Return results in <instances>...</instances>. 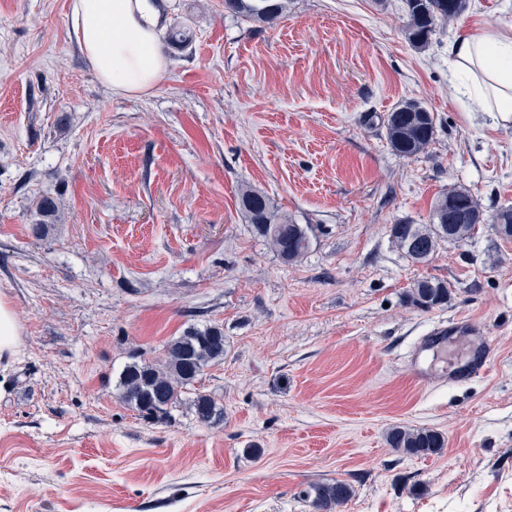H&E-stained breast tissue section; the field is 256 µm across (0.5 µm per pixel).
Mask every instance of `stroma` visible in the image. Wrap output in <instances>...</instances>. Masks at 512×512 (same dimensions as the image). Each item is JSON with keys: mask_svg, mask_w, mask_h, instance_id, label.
Segmentation results:
<instances>
[{"mask_svg": "<svg viewBox=\"0 0 512 512\" xmlns=\"http://www.w3.org/2000/svg\"><path fill=\"white\" fill-rule=\"evenodd\" d=\"M70 5L0 0V300L22 328L0 358V512H312L302 491L336 480L341 512H512V240L494 229L512 122L452 92L447 51L512 25V0H467L421 50L403 0H288L271 23L163 0L168 70L140 96L96 77ZM408 100L435 116L411 158L384 128ZM244 184L310 226L295 264L247 226ZM454 189L483 224L412 262L391 226L426 223ZM423 278L447 304L408 303ZM461 317L494 346L487 374L411 383L414 342ZM210 325L224 358L196 388L223 422L200 423L188 393L159 420L118 399L128 362ZM396 425L446 445L403 456Z\"/></svg>", "mask_w": 512, "mask_h": 512, "instance_id": "35a3bbf8", "label": "stroma"}]
</instances>
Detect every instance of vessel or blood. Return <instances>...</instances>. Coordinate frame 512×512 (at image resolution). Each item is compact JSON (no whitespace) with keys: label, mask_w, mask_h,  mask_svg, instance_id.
<instances>
[{"label":"vessel or blood","mask_w":512,"mask_h":512,"mask_svg":"<svg viewBox=\"0 0 512 512\" xmlns=\"http://www.w3.org/2000/svg\"><path fill=\"white\" fill-rule=\"evenodd\" d=\"M492 344L471 320L441 323L421 336L407 354L406 373L426 387L486 374Z\"/></svg>","instance_id":"obj_1"}]
</instances>
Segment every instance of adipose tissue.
Listing matches in <instances>:
<instances>
[{"label": "adipose tissue", "mask_w": 512, "mask_h": 512, "mask_svg": "<svg viewBox=\"0 0 512 512\" xmlns=\"http://www.w3.org/2000/svg\"><path fill=\"white\" fill-rule=\"evenodd\" d=\"M156 0H72L71 33L98 78L120 95L151 91L168 68ZM450 81L475 111L512 120V31L484 27L448 42Z\"/></svg>", "instance_id": "adipose-tissue-1"}]
</instances>
